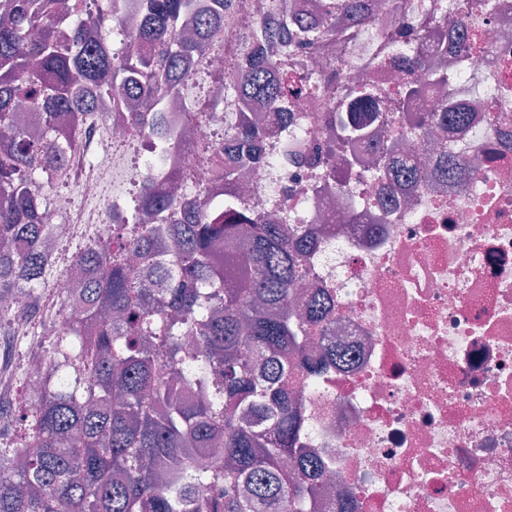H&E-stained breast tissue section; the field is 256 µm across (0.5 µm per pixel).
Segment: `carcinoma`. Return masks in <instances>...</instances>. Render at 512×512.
Segmentation results:
<instances>
[{
	"label": "carcinoma",
	"instance_id": "1",
	"mask_svg": "<svg viewBox=\"0 0 512 512\" xmlns=\"http://www.w3.org/2000/svg\"><path fill=\"white\" fill-rule=\"evenodd\" d=\"M226 2L198 10L195 0H140L144 21L124 31L132 50L119 57L106 39L81 43L74 0H8L0 14V292L32 288L44 275L43 199L30 185L56 171L77 141L87 89L102 97L119 87L140 127H154L145 113L162 111L187 59L212 45ZM365 6L331 0L323 19L285 16L266 23L264 37L291 26L303 48L332 17ZM94 22L122 25L120 0H108ZM224 86L263 99L280 119L288 100L311 88L300 76L270 75L262 57ZM369 95L360 91L337 140L363 136L358 112ZM22 102L35 107L29 122L46 126L38 142L13 116ZM463 116L427 114L417 125ZM260 138L240 113L238 148L252 159ZM233 208L229 199L210 210L176 202L144 184L129 223L66 267L73 302L89 319L67 324L44 393L19 407L14 438L0 442V512H309L317 502L328 467L297 447L303 400L288 383L318 376L344 353L332 346L307 357L326 303L312 298L301 318L290 307L309 232L260 218L228 222ZM153 275L164 288L149 287ZM83 397L95 408L84 409Z\"/></svg>",
	"mask_w": 512,
	"mask_h": 512
}]
</instances>
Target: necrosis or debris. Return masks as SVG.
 Here are the masks:
<instances>
[{
    "mask_svg": "<svg viewBox=\"0 0 512 512\" xmlns=\"http://www.w3.org/2000/svg\"><path fill=\"white\" fill-rule=\"evenodd\" d=\"M322 2L231 0L219 48L187 60L152 137L123 109L86 113L66 166L32 186L46 198L44 248L105 241L126 186L145 180L163 193L222 198L212 171L238 112L249 113L264 130L262 158L245 167L240 207L310 227L295 306L324 294L328 334L349 355L294 386L304 446L329 461L350 512H512V0H372L365 21L337 20L306 48L259 46L276 71L313 85L287 121L231 93L208 106L214 79L246 67L245 35L283 13L314 18ZM463 30L478 31L476 51L465 52ZM415 55L446 84L406 67ZM411 82L422 91L401 106ZM359 85L373 92L366 118L378 134L336 141L327 128ZM449 104L464 121L419 145L411 118ZM392 157L415 161L412 187L392 183ZM452 159L467 165L463 180L441 176ZM48 276L61 313L24 347L34 398L53 358L48 337L81 316L68 273Z\"/></svg>",
    "mask_w": 512,
    "mask_h": 512,
    "instance_id": "obj_1",
    "label": "necrosis or debris"
}]
</instances>
